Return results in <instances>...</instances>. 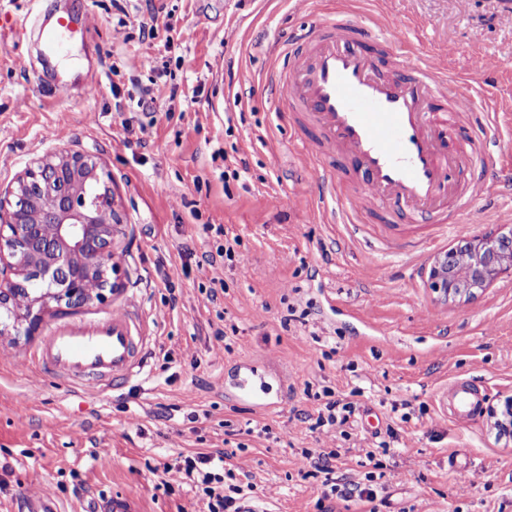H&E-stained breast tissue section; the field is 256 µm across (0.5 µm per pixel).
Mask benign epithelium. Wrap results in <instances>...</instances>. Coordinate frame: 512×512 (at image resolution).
I'll return each mask as SVG.
<instances>
[{
  "instance_id": "obj_1",
  "label": "benign epithelium",
  "mask_w": 512,
  "mask_h": 512,
  "mask_svg": "<svg viewBox=\"0 0 512 512\" xmlns=\"http://www.w3.org/2000/svg\"><path fill=\"white\" fill-rule=\"evenodd\" d=\"M111 178L96 161L61 152L37 163L0 191V335L30 336L51 303L82 306L104 299L112 286V252L122 225L112 215ZM461 251L471 256L454 268ZM512 275V230L474 236L438 256L429 271L442 301L476 297L493 281ZM97 281L88 290L86 284Z\"/></svg>"
}]
</instances>
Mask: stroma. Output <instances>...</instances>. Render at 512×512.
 <instances>
[{
  "label": "stroma",
  "instance_id": "35a3bbf8",
  "mask_svg": "<svg viewBox=\"0 0 512 512\" xmlns=\"http://www.w3.org/2000/svg\"><path fill=\"white\" fill-rule=\"evenodd\" d=\"M155 5L157 36L145 46L137 28L116 36L120 16L144 10L143 0L119 10L112 0H0V187L46 156L91 155L112 176L126 288L78 308L51 305L34 335H0V512L24 491L51 494L66 512L116 492L135 494L142 512H194L192 493L164 486L154 469L223 447L228 425L267 512H358L297 473L301 449L329 446L344 449L342 469L354 479L374 474L380 512H512V439L496 438L487 414L455 419L439 403L456 379L483 387L489 405L512 397V276L451 304L427 278L439 253L496 222L479 219L451 236L438 224H383L371 210L356 231L321 223L327 190L263 82L272 46L344 9L403 24L409 47L441 55L451 82L512 113V10L501 0H312L305 14L293 0ZM62 12L91 13L96 26L48 61L38 25ZM64 80L70 98H53ZM154 83L165 93L150 113L112 94ZM142 124L144 146H126L125 126ZM289 193L297 204L274 205ZM228 234L238 243L213 305L200 259ZM129 293L150 338L137 376L113 391L77 393L22 369L44 329L107 316ZM252 362L266 367L269 408L224 395L231 371ZM308 382L356 404L347 435L311 430L303 415L319 402L305 394ZM256 425L269 434L247 435ZM390 426L397 441L366 461L364 449Z\"/></svg>",
  "mask_w": 512,
  "mask_h": 512
}]
</instances>
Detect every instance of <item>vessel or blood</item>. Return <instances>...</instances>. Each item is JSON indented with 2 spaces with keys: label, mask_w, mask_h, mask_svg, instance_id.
Masks as SVG:
<instances>
[{
  "label": "vessel or blood",
  "mask_w": 512,
  "mask_h": 512,
  "mask_svg": "<svg viewBox=\"0 0 512 512\" xmlns=\"http://www.w3.org/2000/svg\"><path fill=\"white\" fill-rule=\"evenodd\" d=\"M287 62L271 72L268 85L291 127L292 140L311 152V169L331 186L338 210L361 223L368 207L383 217L429 212L432 223L461 224L482 198L512 190V163L491 154L499 128L489 102H474L468 85L449 84L442 60L406 47L403 28L337 13L292 31ZM393 75H385V68ZM358 177L356 192L342 190ZM139 303L109 317L53 328L33 364L74 386L106 389L135 375L147 343ZM254 368H241L232 397L265 405ZM447 410L475 418L483 408L478 388L467 381L448 385ZM95 512H140L137 499L115 493L94 502ZM21 512H63L43 493H28Z\"/></svg>",
  "instance_id": "obj_1"
}]
</instances>
